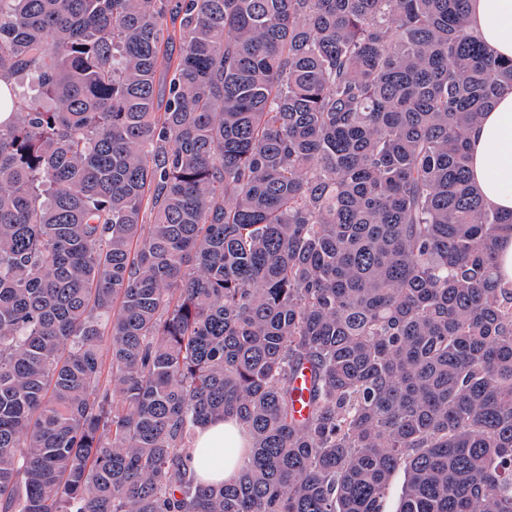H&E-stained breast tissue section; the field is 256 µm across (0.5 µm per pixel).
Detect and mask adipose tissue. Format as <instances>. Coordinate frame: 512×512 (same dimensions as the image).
I'll return each instance as SVG.
<instances>
[{
    "label": "adipose tissue",
    "mask_w": 512,
    "mask_h": 512,
    "mask_svg": "<svg viewBox=\"0 0 512 512\" xmlns=\"http://www.w3.org/2000/svg\"><path fill=\"white\" fill-rule=\"evenodd\" d=\"M468 28L496 55L512 58V0H468ZM470 177L490 208L512 212V89L498 92L491 107L469 130ZM248 440L235 419L199 429L190 466L197 479L218 483L236 471Z\"/></svg>",
    "instance_id": "adipose-tissue-1"
}]
</instances>
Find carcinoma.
<instances>
[{"label": "carcinoma", "instance_id": "1", "mask_svg": "<svg viewBox=\"0 0 512 512\" xmlns=\"http://www.w3.org/2000/svg\"><path fill=\"white\" fill-rule=\"evenodd\" d=\"M466 6L0 0V512H512ZM246 431L233 418L214 420L199 429L191 451L190 466L204 483L230 478L242 458Z\"/></svg>", "mask_w": 512, "mask_h": 512}]
</instances>
